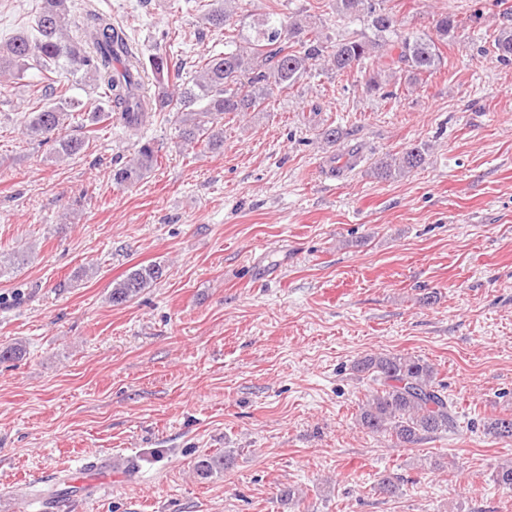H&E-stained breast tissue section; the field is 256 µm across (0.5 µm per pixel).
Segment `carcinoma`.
I'll use <instances>...</instances> for the list:
<instances>
[{
    "label": "carcinoma",
    "instance_id": "obj_1",
    "mask_svg": "<svg viewBox=\"0 0 512 512\" xmlns=\"http://www.w3.org/2000/svg\"><path fill=\"white\" fill-rule=\"evenodd\" d=\"M236 0H210L203 14L204 25L224 34V51L203 59L191 79L176 83L171 77V57L159 47L149 57V66L133 58L123 29L100 12L83 17L79 34L71 33L68 0H41L32 26L33 32L19 31L0 44V77L18 79L30 69L41 74L34 85L39 106L28 113V135L51 146L57 160L80 154L85 147L81 137L65 133L67 120L75 112L87 113L92 123L111 119L131 130L143 124L151 112L176 114L177 137L186 145H202L209 150L224 147V115L262 112L274 94L293 88L313 71L343 73L369 61L377 70L369 75L370 91L382 88V74L393 78L402 72L417 84L442 64L439 45L454 36L456 21L442 15L435 20L433 33L405 32L386 8L385 0H334L335 11L346 18H363L370 33L361 32L343 42L330 44L328 36L312 25L308 16L294 13L288 21L264 18L254 35L241 42L232 3ZM497 60L512 62V31L502 30L493 41ZM151 69L154 92L144 85L145 69ZM81 73L88 82L102 89V102L90 108L74 96L56 94L52 74ZM159 154L147 140L125 164L113 170L118 186L141 182L158 166ZM425 162V150L414 145L399 155L380 159L372 174L392 179L409 173ZM28 260L23 248L0 254V278L12 274ZM164 274L159 264L133 269L112 282L109 302L122 305L139 297ZM354 368L377 383L360 413L361 425L374 433H388L411 446L423 436L452 432L458 412L438 379L436 368L421 358L382 353L359 359ZM485 434L495 439H512V416L491 418ZM229 460L225 453L204 454L194 463V473L209 479L224 472ZM499 487L512 491V462L504 463L493 474Z\"/></svg>",
    "mask_w": 512,
    "mask_h": 512
}]
</instances>
